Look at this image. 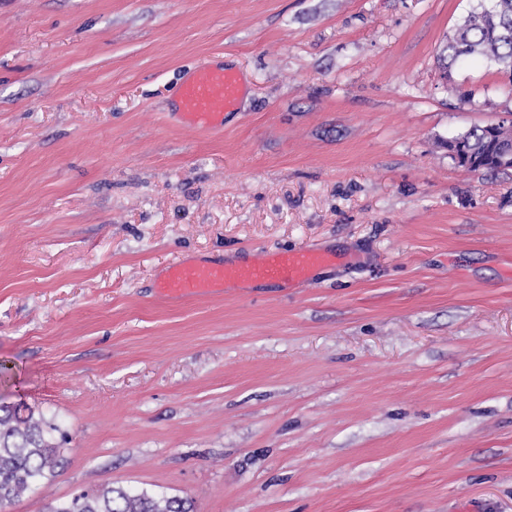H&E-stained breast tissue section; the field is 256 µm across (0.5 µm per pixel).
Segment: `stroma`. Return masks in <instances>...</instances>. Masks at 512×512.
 <instances>
[{"label": "stroma", "mask_w": 512, "mask_h": 512, "mask_svg": "<svg viewBox=\"0 0 512 512\" xmlns=\"http://www.w3.org/2000/svg\"><path fill=\"white\" fill-rule=\"evenodd\" d=\"M477 0H0V401L104 485L196 512H512V169L444 143L512 73L440 51ZM246 92L214 130L176 89ZM316 249L173 300L176 261ZM244 93L238 72L224 65L198 66L177 91L179 117L192 128H219L224 123V112L237 109Z\"/></svg>", "instance_id": "stroma-1"}]
</instances>
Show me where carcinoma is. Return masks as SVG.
<instances>
[{"instance_id":"carcinoma-1","label":"carcinoma","mask_w":512,"mask_h":512,"mask_svg":"<svg viewBox=\"0 0 512 512\" xmlns=\"http://www.w3.org/2000/svg\"><path fill=\"white\" fill-rule=\"evenodd\" d=\"M485 58L512 72V0H479L448 35L441 57ZM468 151L464 167L499 171L496 144L483 127L458 135ZM57 427L32 409L0 403V508L42 488L56 473L61 451ZM47 512H193L190 500L166 492L133 491L110 485L48 506Z\"/></svg>"}]
</instances>
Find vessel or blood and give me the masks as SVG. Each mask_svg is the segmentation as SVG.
Returning a JSON list of instances; mask_svg holds the SVG:
<instances>
[{"mask_svg": "<svg viewBox=\"0 0 512 512\" xmlns=\"http://www.w3.org/2000/svg\"><path fill=\"white\" fill-rule=\"evenodd\" d=\"M245 93L241 75L218 65L196 67L192 77L178 91L179 116L192 128L216 129L223 125L225 112L235 110ZM333 256L314 249L272 251L244 264H171L158 288L161 293L184 298L246 282L307 281L311 271L329 265Z\"/></svg>", "mask_w": 512, "mask_h": 512, "instance_id": "1", "label": "vessel or blood"}]
</instances>
